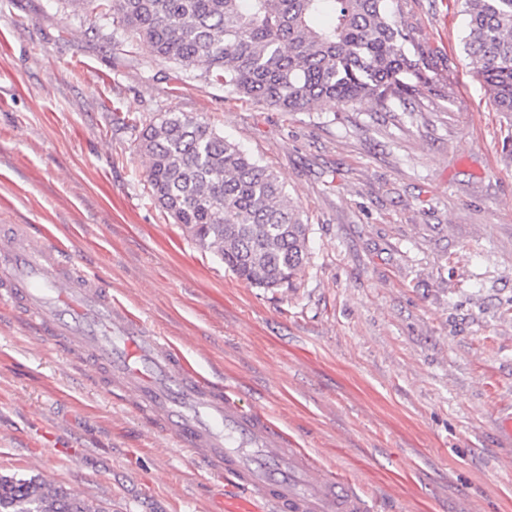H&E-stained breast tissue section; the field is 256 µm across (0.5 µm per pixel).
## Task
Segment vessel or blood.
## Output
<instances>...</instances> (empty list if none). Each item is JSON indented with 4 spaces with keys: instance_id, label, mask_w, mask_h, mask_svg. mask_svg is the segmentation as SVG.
<instances>
[{
    "instance_id": "obj_1",
    "label": "vessel or blood",
    "mask_w": 512,
    "mask_h": 512,
    "mask_svg": "<svg viewBox=\"0 0 512 512\" xmlns=\"http://www.w3.org/2000/svg\"><path fill=\"white\" fill-rule=\"evenodd\" d=\"M0 305L55 350L89 364L102 393L160 425L206 472L223 475L225 512H371L350 479L321 466L263 408L191 369L169 336L133 315L100 277L28 225L0 235Z\"/></svg>"
}]
</instances>
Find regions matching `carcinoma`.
I'll return each mask as SVG.
<instances>
[{
	"label": "carcinoma",
	"mask_w": 512,
	"mask_h": 512,
	"mask_svg": "<svg viewBox=\"0 0 512 512\" xmlns=\"http://www.w3.org/2000/svg\"><path fill=\"white\" fill-rule=\"evenodd\" d=\"M464 51L495 109L512 116V0H461ZM115 30L201 71L236 99L278 112L330 101L417 111L430 61L400 0H107ZM137 126V118H130ZM157 206L199 247L255 288L292 287L309 224L270 167L188 112L141 124ZM0 512H103L39 479L0 475Z\"/></svg>",
	"instance_id": "1"
}]
</instances>
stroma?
<instances>
[{
    "instance_id": "obj_1",
    "label": "stroma",
    "mask_w": 512,
    "mask_h": 512,
    "mask_svg": "<svg viewBox=\"0 0 512 512\" xmlns=\"http://www.w3.org/2000/svg\"><path fill=\"white\" fill-rule=\"evenodd\" d=\"M404 13L432 61L418 112H277L110 43L100 11L0 0V225L51 230L373 512H512V470L492 467L512 448L495 423L512 404V124L469 64L459 0ZM162 112L275 171L310 227L295 287H251L155 206L124 118ZM0 473L104 512H224L223 477L1 308Z\"/></svg>"
}]
</instances>
